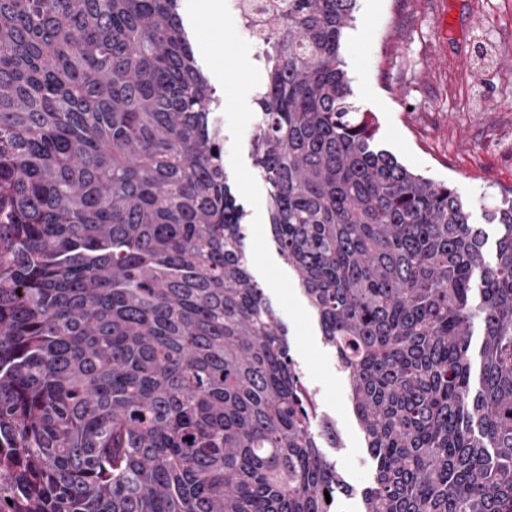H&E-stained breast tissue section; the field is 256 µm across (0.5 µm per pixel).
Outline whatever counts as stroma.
I'll return each instance as SVG.
<instances>
[{
	"instance_id": "stroma-1",
	"label": "stroma",
	"mask_w": 512,
	"mask_h": 512,
	"mask_svg": "<svg viewBox=\"0 0 512 512\" xmlns=\"http://www.w3.org/2000/svg\"><path fill=\"white\" fill-rule=\"evenodd\" d=\"M342 56L380 146L484 223L512 195V0H357Z\"/></svg>"
}]
</instances>
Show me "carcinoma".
I'll return each mask as SVG.
<instances>
[{
	"label": "carcinoma",
	"instance_id": "carcinoma-1",
	"mask_svg": "<svg viewBox=\"0 0 512 512\" xmlns=\"http://www.w3.org/2000/svg\"><path fill=\"white\" fill-rule=\"evenodd\" d=\"M179 6L0 0V512H331L347 491L250 274ZM355 6L267 19L271 238L348 375L361 512H512V202L491 258L453 187L375 146L341 55Z\"/></svg>",
	"mask_w": 512,
	"mask_h": 512
}]
</instances>
